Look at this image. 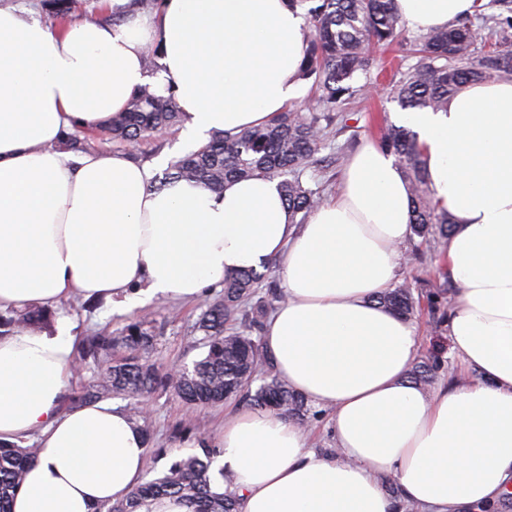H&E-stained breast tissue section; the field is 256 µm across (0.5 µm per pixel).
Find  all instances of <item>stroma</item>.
Returning <instances> with one entry per match:
<instances>
[{"instance_id": "1", "label": "stroma", "mask_w": 512, "mask_h": 512, "mask_svg": "<svg viewBox=\"0 0 512 512\" xmlns=\"http://www.w3.org/2000/svg\"><path fill=\"white\" fill-rule=\"evenodd\" d=\"M357 82L363 85L364 91L345 107L349 129L329 139L327 152H334L343 144L350 150H358L365 141L376 140L378 125L399 121L401 107L378 69L359 75ZM87 146L123 152L136 161L161 158L168 164L191 150L176 127L147 134L134 147L112 141L105 143L98 134L92 133L88 136ZM223 290V285L217 284L205 289L202 298L197 300L159 299L122 313L112 311L101 301L84 302L74 298L63 302L61 312L72 319L82 338L99 332L116 336L131 322L145 321L156 336L149 358L160 371L167 372L177 366L192 364L203 354L204 335L197 331L196 321L206 302ZM122 404L133 417H146L153 432L152 453L146 458L143 474L147 480L164 472L176 458L196 453L199 443L215 441L224 428L226 416L248 409L247 404L237 398L213 407L192 409L168 389L156 390L144 405L128 397L123 398Z\"/></svg>"}]
</instances>
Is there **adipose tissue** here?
I'll list each match as a JSON object with an SVG mask.
<instances>
[{
	"label": "adipose tissue",
	"instance_id": "ef3b65f1",
	"mask_svg": "<svg viewBox=\"0 0 512 512\" xmlns=\"http://www.w3.org/2000/svg\"><path fill=\"white\" fill-rule=\"evenodd\" d=\"M112 0L124 22L53 32L0 8V311L55 310L78 296L116 310L193 299L244 269L282 262L284 298L264 343L279 375L331 413L336 450L270 411L227 419L212 490L237 512H476L512 494V82L471 84L448 108L404 112L425 149L430 188L453 219L452 351L470 378L425 391L408 378L419 342L377 301L411 237L408 183L367 144L336 199L296 224L278 180L178 181L124 153L73 152L65 136L121 113L133 93L173 92L183 134L261 125L302 89L306 25L287 0H164L158 17ZM474 0H395L421 34ZM155 56L156 68L146 59ZM78 338L0 336V443L36 440L12 512H106L141 483L142 427L122 406H63ZM394 482L389 496L386 482Z\"/></svg>",
	"mask_w": 512,
	"mask_h": 512
}]
</instances>
